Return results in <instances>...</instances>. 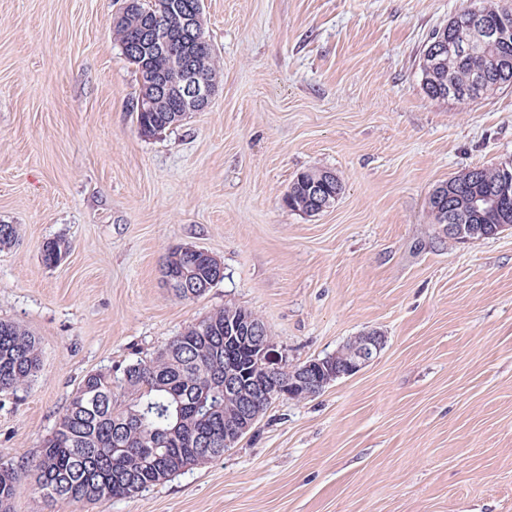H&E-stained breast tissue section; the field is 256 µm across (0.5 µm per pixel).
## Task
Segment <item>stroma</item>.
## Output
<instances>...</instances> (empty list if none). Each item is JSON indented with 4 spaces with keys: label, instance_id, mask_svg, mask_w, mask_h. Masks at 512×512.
Listing matches in <instances>:
<instances>
[{
    "label": "stroma",
    "instance_id": "obj_1",
    "mask_svg": "<svg viewBox=\"0 0 512 512\" xmlns=\"http://www.w3.org/2000/svg\"><path fill=\"white\" fill-rule=\"evenodd\" d=\"M474 0H204L209 107L141 135L112 21L124 0H0V320L40 342L0 393V462L30 464L89 373L149 359L229 305L289 365L369 331L374 361L305 400L274 399L216 460L107 505L13 512H512V232L460 243L429 195L512 160V87L460 104L423 90L431 33ZM343 190L310 217L297 173ZM61 239L65 258L42 260ZM224 268L181 300L171 247ZM325 170L317 169V170H305L300 173H298L294 179V181L291 183V186L289 187L287 198L289 197L290 202L287 204L291 209L297 210L299 212L308 214V215H315L318 214V208L316 205L321 206V210H325L328 208V205H330V202L328 201L326 204L321 203V201H315L314 202V196L313 193H310L311 185L314 181H317L321 178L322 180H319V182H326L328 183V186L330 188L329 191L324 192L323 198L329 197V200L331 202H335L338 198L336 193V188L339 190V195L342 192L343 186L340 178L336 175V179L332 181H328V179L323 178V173ZM334 194L336 195V199L334 197Z\"/></svg>",
    "mask_w": 512,
    "mask_h": 512
}]
</instances>
